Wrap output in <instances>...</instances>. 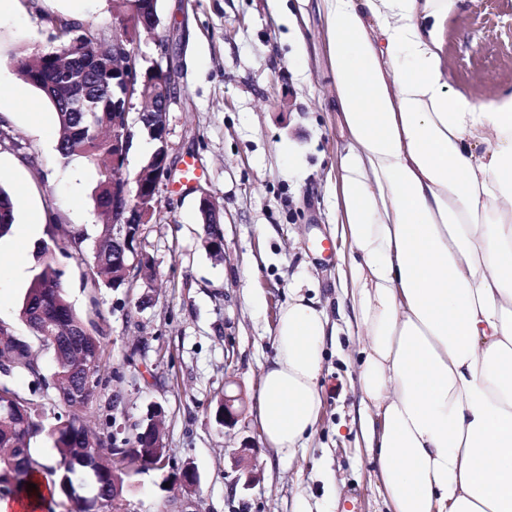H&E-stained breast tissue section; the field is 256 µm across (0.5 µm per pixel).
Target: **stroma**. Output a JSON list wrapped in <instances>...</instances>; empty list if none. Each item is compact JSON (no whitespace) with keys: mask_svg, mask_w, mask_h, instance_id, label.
I'll return each instance as SVG.
<instances>
[{"mask_svg":"<svg viewBox=\"0 0 512 512\" xmlns=\"http://www.w3.org/2000/svg\"><path fill=\"white\" fill-rule=\"evenodd\" d=\"M318 0H160V25L139 50L169 47L181 73L169 112V155L176 175L161 190L160 209L144 242L155 261L152 300L138 291L86 284L90 242L71 244L60 263L70 302L99 324L118 377L85 418L100 429L111 404L140 419L150 404L164 416L165 471L129 480L138 512L191 497L197 512H386L367 448L357 443L359 395L350 357L357 346L335 314L352 276L339 254L350 242L337 222L336 180L347 137ZM67 15L111 28L112 0H14L0 13V110L10 115L23 151L0 147V186L16 203V223L0 239V324L28 337L19 317L37 264L39 231L25 239L30 211L53 210L64 228L94 231L99 170L58 162L56 114L17 70L15 61L52 45L50 19ZM443 63L453 92L475 103L512 89V0H462L445 26ZM196 169L185 181L186 164ZM210 193L224 222V258L206 246L200 191ZM332 245L321 253L318 242ZM331 308L337 340L327 347L320 380V420L289 461L268 448L257 419L260 376L273 354L279 310L294 287ZM142 375L130 381L133 367ZM243 391L245 417L226 429L215 420L225 387ZM254 447L256 479L244 484L231 452ZM193 467V492L165 485L163 475Z\"/></svg>","mask_w":512,"mask_h":512,"instance_id":"35a3bbf8","label":"stroma"}]
</instances>
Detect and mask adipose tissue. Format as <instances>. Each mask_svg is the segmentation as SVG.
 Here are the masks:
<instances>
[{
  "instance_id": "obj_1",
  "label": "adipose tissue",
  "mask_w": 512,
  "mask_h": 512,
  "mask_svg": "<svg viewBox=\"0 0 512 512\" xmlns=\"http://www.w3.org/2000/svg\"><path fill=\"white\" fill-rule=\"evenodd\" d=\"M460 0H319L348 147L339 315L363 338L361 434L387 512H512V92L452 93ZM325 308L293 289L260 379L266 444L292 459L322 411Z\"/></svg>"
}]
</instances>
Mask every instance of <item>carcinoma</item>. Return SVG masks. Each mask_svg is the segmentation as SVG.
Here are the masks:
<instances>
[{"instance_id": "1", "label": "carcinoma", "mask_w": 512, "mask_h": 512, "mask_svg": "<svg viewBox=\"0 0 512 512\" xmlns=\"http://www.w3.org/2000/svg\"><path fill=\"white\" fill-rule=\"evenodd\" d=\"M119 8L146 17L158 11V0H123ZM74 20L67 16L57 17L52 35L55 46L31 61L23 56L17 60L22 73L35 71L36 87L51 103L57 117L56 152L59 163L66 166L74 159L90 165L101 160L112 161V120L120 114L112 111V102L97 107L93 113H85L82 122H77L75 113L68 110L64 97L67 74L45 65L38 66L43 55L62 52L74 37ZM95 207H112V166L101 171V178L94 195ZM107 221L98 225L93 238V253L88 263L87 280L94 289L119 288L125 279L118 270L112 269V212L105 213ZM210 244L209 253L223 257L224 236L218 232L219 225L210 223V216L202 214ZM16 222V205L11 195L0 187V239L9 235ZM48 233L51 243H42L37 251V265L26 290L20 318L28 326L31 336L42 335L44 328L53 329L63 336L57 350L53 351L55 371L52 380H47L32 353L31 344L23 339L0 348V364L14 360L12 368L0 369V497H8L27 491L34 474L43 471L50 476L57 498L47 504V512H88L86 501L72 498L68 488H80L87 498L101 501L104 512H112V499L124 491L122 466L129 457L141 459L151 469L165 467V449L158 447L160 437L149 423L141 425L138 435L125 441V447L107 456L101 466L102 475L95 477L76 462L84 455L90 442L101 444L112 442V419H106L103 432L90 431L77 414V410L91 405L98 392L112 381V354L103 340V334L94 315H81L69 302L62 281L64 270L55 261V250L60 248L58 234L74 241L88 239L82 229L67 230L56 224L54 214H48ZM90 375L91 384L82 390L80 399L70 397V385L80 382L77 372ZM16 373L30 377L28 390L15 389L11 378ZM55 390V402L66 409V415H57L47 421L44 397L48 389ZM45 432L52 441L60 461L56 466H46L33 457L32 439Z\"/></svg>"}]
</instances>
